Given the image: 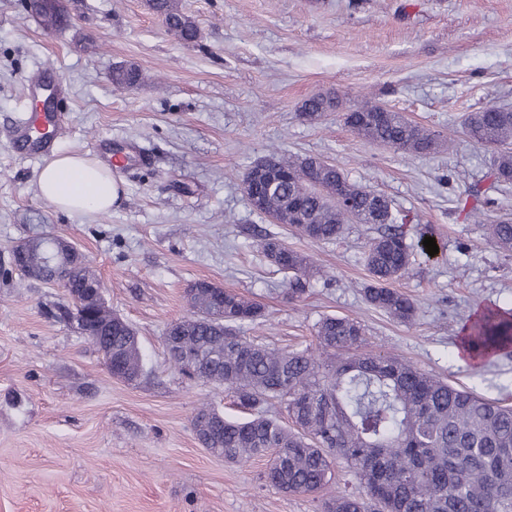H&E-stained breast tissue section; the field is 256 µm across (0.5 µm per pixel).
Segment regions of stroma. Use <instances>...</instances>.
<instances>
[{
	"label": "stroma",
	"instance_id": "stroma-1",
	"mask_svg": "<svg viewBox=\"0 0 512 512\" xmlns=\"http://www.w3.org/2000/svg\"><path fill=\"white\" fill-rule=\"evenodd\" d=\"M197 41L166 31L149 0H64L68 24L48 33L22 0H0V512H322L333 481L314 494L280 492L259 459L241 467L208 452L201 406L238 418L223 388L183 377L163 345L187 316L185 290L207 280L266 310L248 338L277 348L315 345L325 315L361 321L368 343L512 406V347L463 359L466 325L490 308L512 311V255L466 219L468 187L487 185L491 152L459 130L491 105L512 106V0H179ZM54 65L69 93L55 152L92 155L110 136L125 152L124 194L103 214L46 208L34 176L44 157L11 145L28 116L25 77ZM137 65L140 86L115 91L114 67ZM345 105L371 94L431 130L455 132L437 153L407 157L358 137L332 111L310 122L305 99ZM315 155L409 215L439 247L396 281L419 307L403 323L369 306L364 263L373 226L312 242L251 208L243 173L270 148ZM453 181L440 185L443 173ZM314 255L324 270L300 296L264 255L265 234ZM69 240L105 285V299L137 331L149 377L130 385L65 310L57 286L23 278L18 241Z\"/></svg>",
	"mask_w": 512,
	"mask_h": 512
}]
</instances>
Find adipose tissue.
Segmentation results:
<instances>
[{
  "mask_svg": "<svg viewBox=\"0 0 512 512\" xmlns=\"http://www.w3.org/2000/svg\"><path fill=\"white\" fill-rule=\"evenodd\" d=\"M35 189L67 213H104L120 200L123 181L89 157L60 153L40 169Z\"/></svg>",
  "mask_w": 512,
  "mask_h": 512,
  "instance_id": "adipose-tissue-1",
  "label": "adipose tissue"
}]
</instances>
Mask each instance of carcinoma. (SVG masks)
Here are the masks:
<instances>
[{
	"mask_svg": "<svg viewBox=\"0 0 512 512\" xmlns=\"http://www.w3.org/2000/svg\"><path fill=\"white\" fill-rule=\"evenodd\" d=\"M163 16L167 32L184 43L195 42L199 29L177 0H150ZM42 28L59 29L64 15L55 8L41 12ZM134 65L112 71V84L123 89L140 83ZM332 93L303 101L301 113L318 120L336 106ZM345 124L363 139L409 156L435 151L440 134L412 123L387 105L364 101L344 113ZM470 140L493 149L490 186L468 188L472 211L499 208L491 192L512 185V107L474 112L462 125ZM269 163L284 174L274 182L256 181L249 191L261 200L259 213L312 242L338 239L348 223L371 224L365 261L375 284L365 289L367 302L391 317L409 322L416 303L387 287L408 274L414 248L427 251L424 225L417 244L406 241L397 226L392 201L353 183L333 164L314 156L272 152ZM488 239L512 252V221L483 225ZM28 261L56 265L66 260L55 239L38 237ZM263 252L301 295L316 270L312 256L288 247L279 237L264 238ZM97 280L86 262L74 275L68 293L78 312L92 311L97 301L85 294V281ZM190 317L180 322L179 351L169 355L188 378L224 388L251 411L243 421L217 416L206 406L199 424L219 435L209 450L247 464L269 458L267 480L285 493H314L331 482L343 465L357 483L325 501L323 512H512V407L456 387L406 358L366 346L364 326L351 318L327 315L315 325L316 348H273L242 335L243 327L265 316L262 305L239 293L197 289L189 298ZM100 352L112 351L122 378L137 382L146 369L134 330L127 323L100 320ZM463 344L476 357L512 346V312L489 310L472 321ZM285 405L292 425L267 414L265 406Z\"/></svg>",
	"mask_w": 512,
	"mask_h": 512,
	"instance_id": "cac0c4a2",
	"label": "carcinoma"
}]
</instances>
